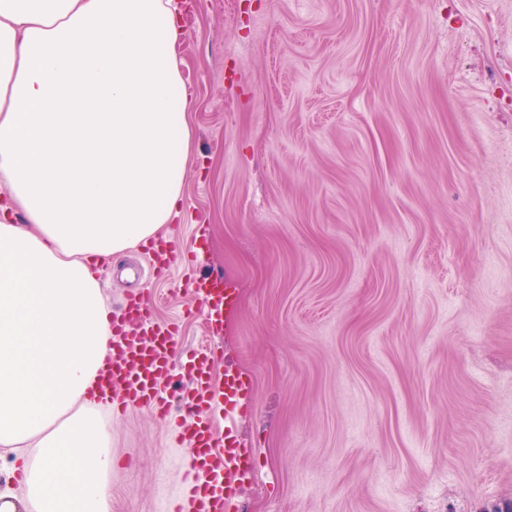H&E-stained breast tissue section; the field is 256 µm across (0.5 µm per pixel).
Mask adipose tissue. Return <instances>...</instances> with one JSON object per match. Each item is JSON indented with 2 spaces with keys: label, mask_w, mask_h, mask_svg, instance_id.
I'll list each match as a JSON object with an SVG mask.
<instances>
[{
  "label": "adipose tissue",
  "mask_w": 512,
  "mask_h": 512,
  "mask_svg": "<svg viewBox=\"0 0 512 512\" xmlns=\"http://www.w3.org/2000/svg\"><path fill=\"white\" fill-rule=\"evenodd\" d=\"M173 0H0V457L26 512H112L91 399L111 309L94 272L181 220L194 102Z\"/></svg>",
  "instance_id": "ef3b65f1"
}]
</instances>
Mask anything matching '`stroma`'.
Masks as SVG:
<instances>
[{"label":"stroma","instance_id":"1","mask_svg":"<svg viewBox=\"0 0 512 512\" xmlns=\"http://www.w3.org/2000/svg\"><path fill=\"white\" fill-rule=\"evenodd\" d=\"M196 102L195 273L235 288L225 360L252 394L243 512H490L512 501V0H174ZM98 275L209 338L181 269ZM169 418L107 420L112 512H167Z\"/></svg>","mask_w":512,"mask_h":512}]
</instances>
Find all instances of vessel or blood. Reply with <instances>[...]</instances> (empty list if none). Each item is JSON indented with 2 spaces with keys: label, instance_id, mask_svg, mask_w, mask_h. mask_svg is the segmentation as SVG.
I'll use <instances>...</instances> for the list:
<instances>
[{
  "label": "vessel or blood",
  "instance_id": "obj_1",
  "mask_svg": "<svg viewBox=\"0 0 512 512\" xmlns=\"http://www.w3.org/2000/svg\"><path fill=\"white\" fill-rule=\"evenodd\" d=\"M146 250L153 276L169 274L179 264L163 241L147 245ZM186 285L201 303L214 342L193 350L187 361L191 382L184 407L189 419L179 423L178 430L180 439L190 444V462L183 477L185 492L172 512H237L240 482L254 469L236 431V420L250 397V384L230 364L224 368L222 387L212 382L213 366L222 355L216 339L224 321L233 315L234 289L220 276L190 278ZM180 352L176 324L155 321L151 299L128 293L123 311L112 317V354L99 372L94 398L111 401L116 411L144 406L166 418L168 408L159 396V386L178 369ZM219 409L225 417L220 436L213 420Z\"/></svg>",
  "mask_w": 512,
  "mask_h": 512
}]
</instances>
